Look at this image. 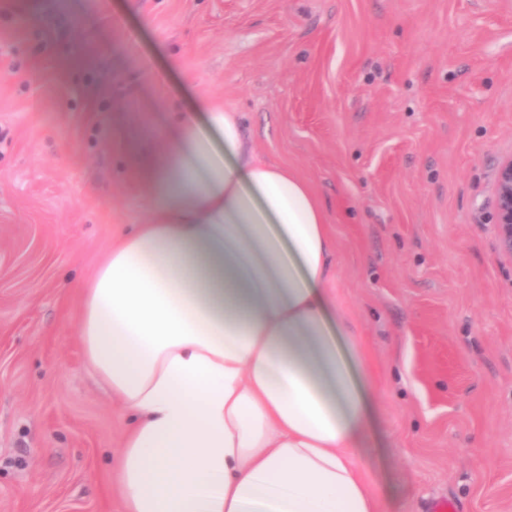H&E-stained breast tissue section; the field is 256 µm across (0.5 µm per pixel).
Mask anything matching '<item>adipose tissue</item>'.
<instances>
[{"label":"adipose tissue","instance_id":"ef3b65f1","mask_svg":"<svg viewBox=\"0 0 512 512\" xmlns=\"http://www.w3.org/2000/svg\"><path fill=\"white\" fill-rule=\"evenodd\" d=\"M153 216L81 285L88 371L129 415L121 512H382L369 419L330 322L321 201L202 98L126 147Z\"/></svg>","mask_w":512,"mask_h":512}]
</instances>
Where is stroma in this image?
<instances>
[{"instance_id":"stroma-1","label":"stroma","mask_w":512,"mask_h":512,"mask_svg":"<svg viewBox=\"0 0 512 512\" xmlns=\"http://www.w3.org/2000/svg\"><path fill=\"white\" fill-rule=\"evenodd\" d=\"M199 97L325 206L384 512H512V0H0V512H120L78 286L152 214L124 142ZM493 195L500 253L512 261V156L497 166Z\"/></svg>"}]
</instances>
